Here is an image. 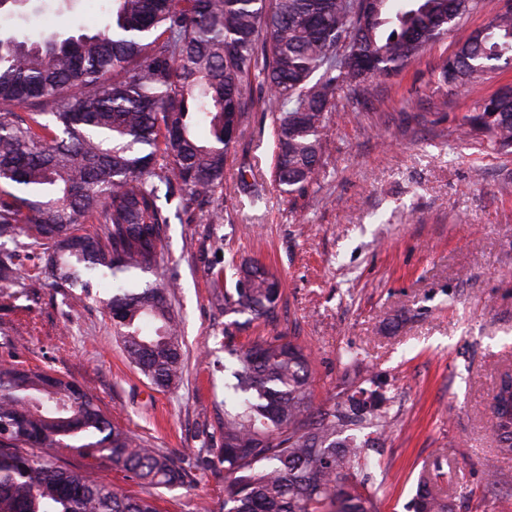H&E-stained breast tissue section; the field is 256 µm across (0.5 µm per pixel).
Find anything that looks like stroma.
I'll return each instance as SVG.
<instances>
[{
	"label": "stroma",
	"mask_w": 512,
	"mask_h": 512,
	"mask_svg": "<svg viewBox=\"0 0 512 512\" xmlns=\"http://www.w3.org/2000/svg\"><path fill=\"white\" fill-rule=\"evenodd\" d=\"M110 0H26L0 13V32L39 41L94 33ZM455 50L436 41L399 75L375 80L368 101L338 108L323 134L322 169L289 193L272 169L278 106L257 86L212 205L220 223L168 205L166 246L147 281L174 286L183 377L163 390L125 360L102 300L64 301L44 277L25 281L28 308L0 310V362L65 376L90 388L104 413L153 448L196 457L224 417L225 334L245 343L269 332L233 323L213 293L209 266L255 260L283 281L278 329L313 352L314 399L328 406L357 353L363 374L388 397L377 512H407L422 473L454 512H512V459L497 452L491 401L512 372V152L460 140L461 117L497 88L512 65L484 84L423 96ZM48 454L62 469L140 488L106 459L71 448ZM191 485L160 489L159 512H223L224 476L192 473Z\"/></svg>",
	"instance_id": "stroma-1"
}]
</instances>
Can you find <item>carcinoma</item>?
<instances>
[{
  "instance_id": "cac0c4a2",
  "label": "carcinoma",
  "mask_w": 512,
  "mask_h": 512,
  "mask_svg": "<svg viewBox=\"0 0 512 512\" xmlns=\"http://www.w3.org/2000/svg\"><path fill=\"white\" fill-rule=\"evenodd\" d=\"M479 0H112L94 34L32 41L0 37V309L26 295L24 260L47 246L43 273L64 297L112 280L106 301L129 364L156 387L182 379L171 292L141 284L168 224L163 203L203 208L224 185L258 75L279 113L275 178L302 192L321 167L322 131L336 92H371L453 34L456 50L434 90L489 79L512 60V6L464 28ZM317 80H312L315 72ZM462 137L512 148V86L500 87L458 125ZM93 235L80 233L88 222ZM237 276L223 289L224 272ZM224 314L274 325L280 280L259 263L211 267ZM221 447L206 466L224 472V512H376L374 454L388 410L357 354H341L336 401L312 397L311 352L278 332L228 340ZM500 454L512 458V391L491 404ZM372 429V435L364 430ZM73 448L107 458L141 487L131 495L64 470L42 455ZM190 467L176 450L149 448L104 414L95 395L47 371L0 362V512H158L154 491L181 486ZM408 512H453L420 482Z\"/></svg>"
}]
</instances>
